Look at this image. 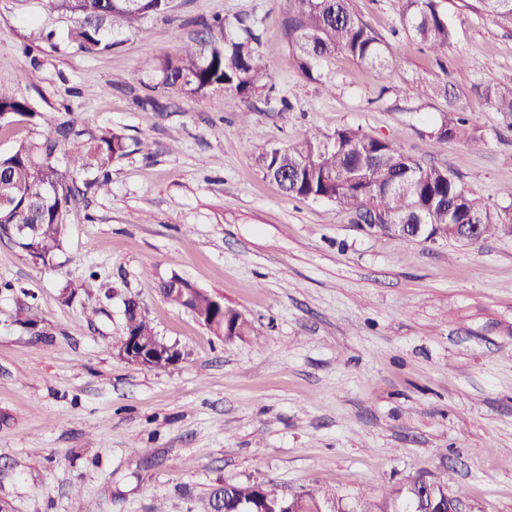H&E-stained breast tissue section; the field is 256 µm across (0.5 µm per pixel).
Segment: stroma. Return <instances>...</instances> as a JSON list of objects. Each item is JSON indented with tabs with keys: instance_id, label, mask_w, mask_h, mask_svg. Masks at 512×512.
<instances>
[{
	"instance_id": "obj_1",
	"label": "stroma",
	"mask_w": 512,
	"mask_h": 512,
	"mask_svg": "<svg viewBox=\"0 0 512 512\" xmlns=\"http://www.w3.org/2000/svg\"><path fill=\"white\" fill-rule=\"evenodd\" d=\"M355 6L389 46L387 79L340 53L303 75L283 26L292 0H172L169 17L142 19L97 55L67 41L71 18L48 0H0V82L48 120L129 145L109 193L67 212L52 267L0 241L10 512H207L215 486L269 480L371 504L445 475L479 512H512V235L404 241L334 202L288 196L261 166L272 148L348 127L511 206L512 120L486 90L512 82V27L480 0H442L452 35L435 52L404 29L399 0ZM215 16L254 19L276 50L272 89L245 118L223 91L184 94L144 67L208 38ZM50 30L53 46L38 37ZM443 69L447 95L426 92L420 77ZM452 107L481 146L430 139ZM91 269L103 285L81 290ZM174 273L244 314L251 333L224 341L166 301L158 285ZM127 298L178 362L119 356ZM23 302L43 335L16 322Z\"/></svg>"
}]
</instances>
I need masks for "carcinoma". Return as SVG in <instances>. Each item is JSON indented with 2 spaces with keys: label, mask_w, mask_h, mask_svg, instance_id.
Segmentation results:
<instances>
[{
  "label": "carcinoma",
  "mask_w": 512,
  "mask_h": 512,
  "mask_svg": "<svg viewBox=\"0 0 512 512\" xmlns=\"http://www.w3.org/2000/svg\"><path fill=\"white\" fill-rule=\"evenodd\" d=\"M72 16L67 38L85 54L112 49L111 36L154 14L169 12L170 0H50ZM354 0H294L286 34L295 66L314 78L320 63L343 52L381 77L393 60L380 37L353 9ZM498 22L512 26V0H481ZM404 26L431 49L447 46L451 28L440 0H401ZM213 35L186 46L180 56L152 60L146 68L161 77L164 86L185 94L220 89L240 102L241 117L252 111L253 98L269 85L268 58L262 50L257 24L243 18L216 20ZM487 98L496 111L512 118V83L495 85ZM23 118L37 126L44 115L28 101L0 84V123ZM466 119L454 108L443 113L432 133L438 143L466 134ZM66 148L67 167L49 160ZM127 153L118 133L96 135L72 121L55 122L32 140H22L0 154V239H9L15 224H32L34 239L15 246L44 265L61 249L64 212L89 193L109 191L112 160ZM265 174L280 181L291 197L336 203L358 224H378L380 231L406 241L427 242L422 233L400 232L399 224H431L448 230L450 224L472 225L471 237L448 236L451 243L474 244L495 232L512 233V223L480 198L466 192L446 169L424 166L393 142L341 128L323 140H308L293 149L275 148L262 157ZM162 296L192 308L209 324L237 338L249 335L251 322L238 310L201 289L186 287V279L172 274L161 283ZM124 335L144 344L159 341L141 309L124 306ZM16 321L42 336L40 316L31 305L16 310ZM343 499L316 486L290 493L272 481L226 483L212 490L210 512H324Z\"/></svg>",
  "instance_id": "obj_1"
}]
</instances>
